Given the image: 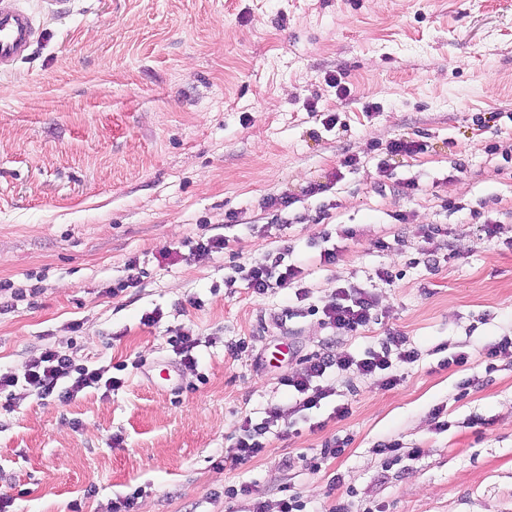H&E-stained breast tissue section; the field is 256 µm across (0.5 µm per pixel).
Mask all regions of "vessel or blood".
<instances>
[{"label": "vessel or blood", "instance_id": "b4317fda", "mask_svg": "<svg viewBox=\"0 0 512 512\" xmlns=\"http://www.w3.org/2000/svg\"><path fill=\"white\" fill-rule=\"evenodd\" d=\"M37 33L36 18L22 0H0V72L25 57Z\"/></svg>", "mask_w": 512, "mask_h": 512}]
</instances>
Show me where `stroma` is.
<instances>
[{
  "label": "stroma",
  "mask_w": 512,
  "mask_h": 512,
  "mask_svg": "<svg viewBox=\"0 0 512 512\" xmlns=\"http://www.w3.org/2000/svg\"><path fill=\"white\" fill-rule=\"evenodd\" d=\"M396 140L424 150L392 155ZM213 235L227 248L164 257ZM285 247L307 297L254 294L238 268ZM348 285L377 307L342 335L315 310ZM188 331L191 367L170 345ZM391 331L418 353L394 362L395 387L332 369V396L225 465L241 419L287 405L281 379L306 357H360ZM505 338L512 0H68L0 74L9 512H112L134 492L135 512H279L292 494L306 512H512V352L486 356ZM49 348L125 364L124 384L38 399L21 379ZM460 352L467 365H448ZM391 440L388 466L376 448Z\"/></svg>",
  "instance_id": "stroma-1"
}]
</instances>
